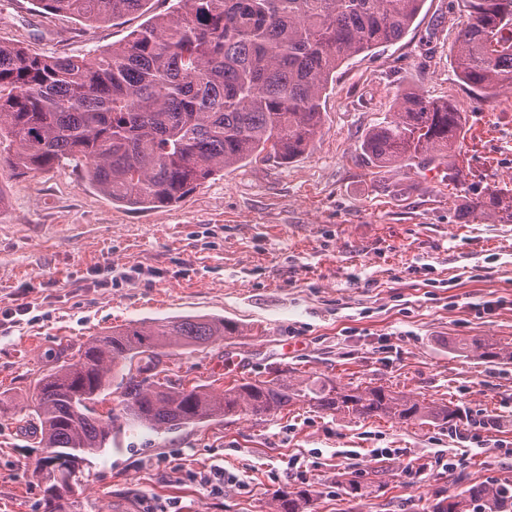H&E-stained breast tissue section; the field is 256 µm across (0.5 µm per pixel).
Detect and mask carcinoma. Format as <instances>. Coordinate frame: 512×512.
Returning a JSON list of instances; mask_svg holds the SVG:
<instances>
[{
  "instance_id": "obj_1",
  "label": "carcinoma",
  "mask_w": 512,
  "mask_h": 512,
  "mask_svg": "<svg viewBox=\"0 0 512 512\" xmlns=\"http://www.w3.org/2000/svg\"><path fill=\"white\" fill-rule=\"evenodd\" d=\"M87 26L144 10L148 0H35ZM424 0H177L119 44L57 56L0 42V166L16 174L76 161L112 201L136 209L180 202L218 171L254 158L290 160L316 138L322 102L349 59L402 39ZM453 48L457 78L477 96L512 91V0H463ZM466 119L448 102L401 89L392 116L361 144L372 165H419L461 155ZM512 215V191L487 187L471 212ZM239 327L182 316L131 322L89 337L34 380L30 410L45 449L38 473L45 512H66L70 462L102 451L121 428L167 431L236 415L267 417L296 405L350 419L401 423L466 418L461 406L426 403L388 386H349L277 370L216 392L182 378L160 381V356L192 352ZM459 353L511 363L512 344L478 336ZM121 376V400L97 404ZM359 512L356 473L337 475ZM312 490L280 488L273 512H307ZM429 512H512V480L474 483L433 499Z\"/></svg>"
}]
</instances>
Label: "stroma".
Masks as SVG:
<instances>
[{
  "mask_svg": "<svg viewBox=\"0 0 512 512\" xmlns=\"http://www.w3.org/2000/svg\"><path fill=\"white\" fill-rule=\"evenodd\" d=\"M172 0H150L91 29L32 0H0V41L59 56L122 42ZM459 0H425L399 41L350 60L323 102L304 154L259 158L213 175L183 201L114 203L82 166L18 175L0 168V512H44L43 452L28 418L33 381L62 349L131 321L215 315L241 335L171 357L174 373L223 389L275 369L342 384L384 385L454 402L456 428L349 420L308 408L234 416L172 431L122 430L75 474L69 512H272L282 486L314 490L312 512H344L336 475L359 473L361 512H428L470 483L512 479V364L449 350L452 339L512 342V222L474 216L488 186L512 189V92L471 94L452 47ZM404 87L466 115L459 166L373 167L360 150ZM26 305L16 320L2 312ZM500 419L470 454L472 423ZM377 448L394 449L377 460ZM468 451L455 473L439 462ZM224 473V491L208 479Z\"/></svg>",
  "mask_w": 512,
  "mask_h": 512,
  "instance_id": "1",
  "label": "stroma"
}]
</instances>
